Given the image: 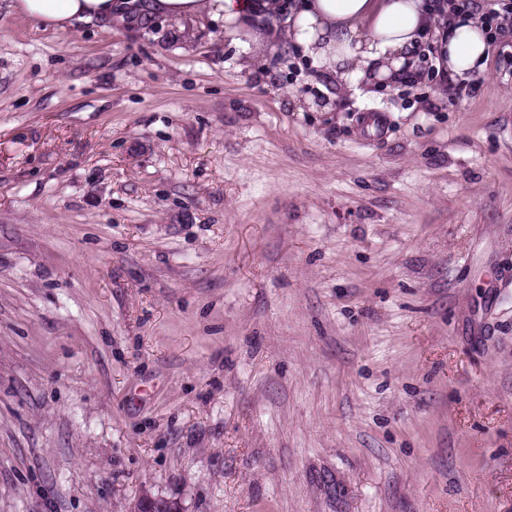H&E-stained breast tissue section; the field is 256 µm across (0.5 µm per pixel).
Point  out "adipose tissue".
Listing matches in <instances>:
<instances>
[{"instance_id": "1", "label": "adipose tissue", "mask_w": 512, "mask_h": 512, "mask_svg": "<svg viewBox=\"0 0 512 512\" xmlns=\"http://www.w3.org/2000/svg\"><path fill=\"white\" fill-rule=\"evenodd\" d=\"M204 0H13V11L43 28L64 31L74 23L117 22L127 27L156 15L195 16ZM229 35L275 19L276 0H214ZM371 28H364L365 19ZM436 18L422 0H298L282 22L286 40L303 50L320 75L346 87L398 81L421 36ZM449 83H463L487 66L490 46L476 20H457L443 45Z\"/></svg>"}]
</instances>
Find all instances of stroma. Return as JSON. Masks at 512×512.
I'll return each mask as SVG.
<instances>
[{"label":"stroma","mask_w":512,"mask_h":512,"mask_svg":"<svg viewBox=\"0 0 512 512\" xmlns=\"http://www.w3.org/2000/svg\"><path fill=\"white\" fill-rule=\"evenodd\" d=\"M224 28L0 0V512H512V32L369 93ZM133 512H181V506L175 499L145 494Z\"/></svg>","instance_id":"obj_1"}]
</instances>
